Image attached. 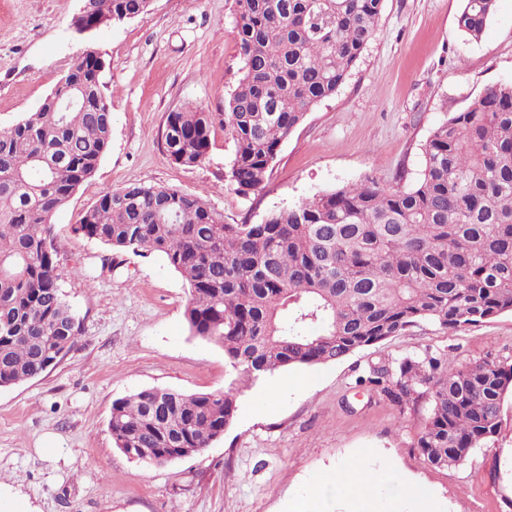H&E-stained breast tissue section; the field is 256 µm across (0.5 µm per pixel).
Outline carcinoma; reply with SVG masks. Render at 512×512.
<instances>
[{
	"mask_svg": "<svg viewBox=\"0 0 512 512\" xmlns=\"http://www.w3.org/2000/svg\"><path fill=\"white\" fill-rule=\"evenodd\" d=\"M243 76L220 113L167 114L166 156L193 167L215 122L234 144L227 177L243 194L270 176L281 144L333 96L372 40L384 0H236ZM101 26L146 13L147 0H90ZM495 0H464L459 30L483 35ZM75 110L46 102L0 129V387L34 379L76 343L59 284L52 214L91 179L110 147L111 103L82 54L69 64ZM74 231L115 253L157 254L187 282L189 331L257 380L335 362L420 323L443 330L512 312V83L488 86L435 127L417 182L374 180L322 191L227 224L200 198L154 186L103 192ZM403 408L427 395L415 447L435 466L465 463L495 436L512 363L406 356L361 378ZM237 390L139 391L112 403L118 448H149L163 465L224 436Z\"/></svg>",
	"mask_w": 512,
	"mask_h": 512,
	"instance_id": "cac0c4a2",
	"label": "carcinoma"
}]
</instances>
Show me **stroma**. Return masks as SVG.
Returning a JSON list of instances; mask_svg holds the SVG:
<instances>
[{
    "mask_svg": "<svg viewBox=\"0 0 512 512\" xmlns=\"http://www.w3.org/2000/svg\"><path fill=\"white\" fill-rule=\"evenodd\" d=\"M464 0H384L375 35L336 94L308 111L262 189L225 178L233 141L214 125L204 162L165 155L168 112L223 111L243 75L236 0H153L148 14L78 35L80 0H0V128L33 111L69 63L105 62L112 139L94 177L54 215L58 272L81 326L73 349L39 377L0 388V512H512V389L497 434L456 467L414 443L428 399L398 407L359 382L370 366L424 352L458 362L512 361V313L463 330L428 324L342 360L278 370L237 398L223 437L163 466L132 460L108 428L115 399L146 388L221 391L238 378L216 344L191 335L189 287L162 257L110 255L74 233L103 190L165 186L201 198L229 224L371 178H419L431 131L487 86L512 82V0H496L481 39L457 26ZM357 463L371 499L316 490Z\"/></svg>",
    "mask_w": 512,
    "mask_h": 512,
    "instance_id": "35a3bbf8",
    "label": "stroma"
}]
</instances>
